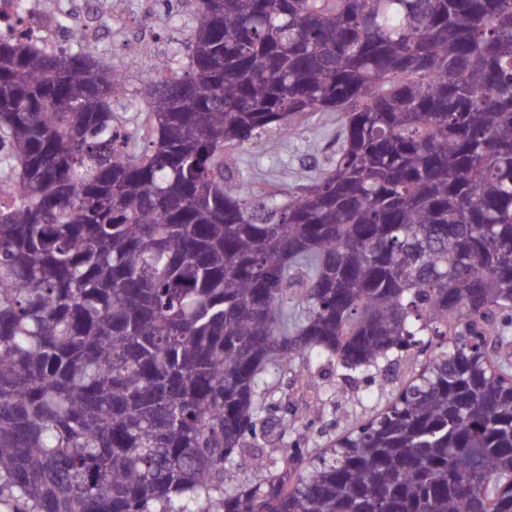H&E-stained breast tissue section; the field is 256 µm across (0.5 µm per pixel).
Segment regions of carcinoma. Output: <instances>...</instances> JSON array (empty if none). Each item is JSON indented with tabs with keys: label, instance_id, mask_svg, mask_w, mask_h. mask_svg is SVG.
I'll use <instances>...</instances> for the list:
<instances>
[{
	"label": "carcinoma",
	"instance_id": "cac0c4a2",
	"mask_svg": "<svg viewBox=\"0 0 512 512\" xmlns=\"http://www.w3.org/2000/svg\"><path fill=\"white\" fill-rule=\"evenodd\" d=\"M196 7L140 154L118 71L0 33V506L512 512V0ZM311 112L332 164L243 193L237 150ZM435 344L339 447L245 450L269 369Z\"/></svg>",
	"mask_w": 512,
	"mask_h": 512
}]
</instances>
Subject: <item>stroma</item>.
<instances>
[{"label":"stroma","mask_w":512,"mask_h":512,"mask_svg":"<svg viewBox=\"0 0 512 512\" xmlns=\"http://www.w3.org/2000/svg\"><path fill=\"white\" fill-rule=\"evenodd\" d=\"M84 25L90 35L82 39L81 48L111 63L122 75L119 92L112 101L116 122L130 135L129 150L138 152L146 134L143 122L146 103V73L140 65L148 59L155 74H169L175 58L184 56L197 26L195 0H97ZM335 113L316 112L297 125L292 134L277 139L276 148L246 146L242 161L241 188L250 191L257 183L272 181L281 188L292 189L302 179L327 167L336 157ZM423 357L408 353L397 360L381 364L379 370L343 378L340 369L328 359L313 362L311 373L317 387H302L295 373L277 376L283 397L265 416L276 424L285 416L297 418L299 425L285 438L275 433L258 432L247 438L248 447L267 450L281 443H299L309 450L329 447L336 438L354 425L367 421L384 409L395 395L401 381L421 369ZM318 402L321 413L314 421L303 422L308 402Z\"/></svg>","instance_id":"stroma-1"}]
</instances>
